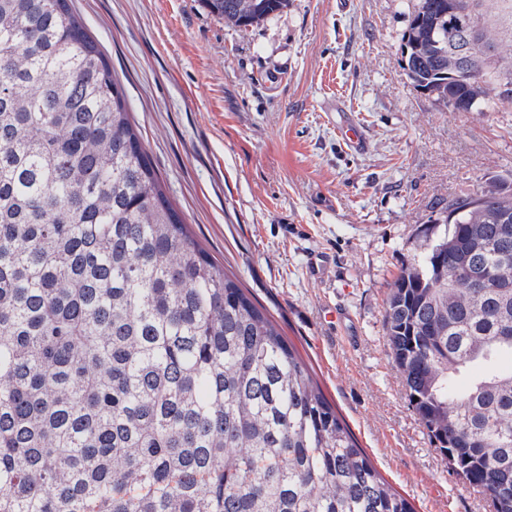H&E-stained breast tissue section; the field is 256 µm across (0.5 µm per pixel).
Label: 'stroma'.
Instances as JSON below:
<instances>
[{"label":"stroma","instance_id":"obj_1","mask_svg":"<svg viewBox=\"0 0 512 512\" xmlns=\"http://www.w3.org/2000/svg\"><path fill=\"white\" fill-rule=\"evenodd\" d=\"M414 0H288L225 25L201 0H72L166 195L272 317L416 512H493L412 408L384 304L449 200L512 186V101L455 112L402 67ZM357 123V146L342 128ZM335 321H327L328 311Z\"/></svg>","mask_w":512,"mask_h":512}]
</instances>
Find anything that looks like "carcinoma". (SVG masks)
I'll return each mask as SVG.
<instances>
[{
  "mask_svg": "<svg viewBox=\"0 0 512 512\" xmlns=\"http://www.w3.org/2000/svg\"><path fill=\"white\" fill-rule=\"evenodd\" d=\"M227 25L288 0H203ZM512 0H416L408 79L490 111L512 85ZM485 36L448 68V35ZM512 188L448 203L384 308L409 403L453 470L512 512ZM0 512H415L268 313L166 196L123 88L70 0H0Z\"/></svg>",
  "mask_w": 512,
  "mask_h": 512,
  "instance_id": "cac0c4a2",
  "label": "carcinoma"
}]
</instances>
